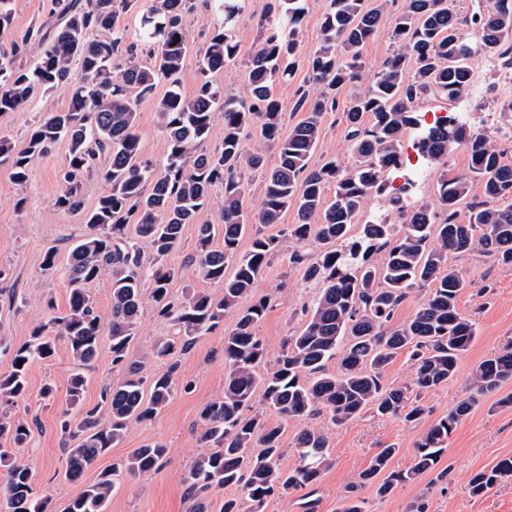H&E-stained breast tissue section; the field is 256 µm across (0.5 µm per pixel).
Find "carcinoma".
<instances>
[{
	"label": "carcinoma",
	"mask_w": 512,
	"mask_h": 512,
	"mask_svg": "<svg viewBox=\"0 0 512 512\" xmlns=\"http://www.w3.org/2000/svg\"><path fill=\"white\" fill-rule=\"evenodd\" d=\"M57 2L62 23L48 32L30 29L11 43L10 52L0 53V115L24 111L38 89L71 87L68 108L49 112L32 126L24 148L0 136V165L22 185L31 161L67 139L69 159L55 205L79 216L82 226L79 235L66 237L72 242L65 259L68 309L35 327L21 344L0 335V355L10 356L11 363L9 371L0 373V512H56L50 495L36 493L34 469L13 458V450L29 441L37 426L15 414L26 392L29 366L50 358L61 339L75 363L62 424L65 478L78 483L131 424L152 419L166 405L178 371L177 354L223 322L224 314L235 312V328L224 337V397L206 405L198 419L199 438L208 451L195 459L186 477L187 494L197 500L195 512H208V504L199 501L201 492L229 486L237 487L240 497L224 499L219 512H262L268 498L310 486L330 467L325 430L314 428L295 436L298 464L280 466L281 427H268L244 413L259 390L265 405L283 419L325 412L338 425L369 409L406 424L422 419L423 405L407 402L404 390L383 385L382 370L408 349L417 393L455 377L459 358L475 337V323L458 307L466 283L448 257L477 245L494 263L512 267V206L498 205L512 196V164L486 134L437 125L422 136L429 162L441 164L455 145L470 159L468 171L440 174L436 198L441 212L426 203L405 214L399 230L384 219L366 222L358 236L351 235V227L368 196L383 190L382 174L398 166L404 133L419 126V100H456L468 85L475 57L494 55L512 41V0H495L493 9L468 18L460 16L454 0H406L391 30L392 55L367 72L361 49L376 33L382 10L365 9L363 0H329L320 43L306 61L308 81L321 91L295 103L304 118L286 137L273 86L293 75L305 0H276L277 20L264 27L247 65L245 100L224 93L209 79L237 55L238 0H216L223 21L201 49L200 84L191 96L180 87L188 52L183 17L194 7L191 0H153L141 20V44L152 56L147 66L139 61L138 43L119 52L124 40L120 18L130 0ZM93 31L109 36L91 40ZM34 39L42 46L36 66H16ZM161 80L168 90L158 99L156 114L167 154L157 169L139 160L135 127L138 103L154 96ZM363 80L364 89L351 94L345 109L353 164L342 169L330 159L318 169L309 168L324 113L336 107L334 92ZM366 114L372 118L368 126ZM218 117L224 122V141L208 152L204 144ZM253 128L276 150L278 163L266 171L262 199L249 210L243 205L246 173L265 166L262 153L250 154L242 147L245 132ZM100 154L107 157L101 177L110 189L87 210L81 178L95 168ZM329 184L334 186L330 203L324 198ZM476 184L481 200L471 202ZM217 185L224 188V223L200 224ZM290 206L296 209L297 223L289 225L288 236L299 244L312 236L325 244L311 259L294 254L293 263L304 267L306 280L323 288L307 310L304 329L283 341L276 367L260 374L265 345L256 327L269 303L261 297L241 307L239 301L252 293L277 241L257 237L242 255L238 246L249 225L277 224ZM463 206L469 210L466 222L458 220ZM186 224L197 225L192 262L202 279L224 284L219 296L187 288L180 298L170 297L176 272L165 268L163 260L181 245ZM130 225L133 238L126 234ZM383 250V262L375 263L374 255ZM230 261L235 271L227 279L224 268ZM107 273L112 276V313L105 325L95 314L89 287ZM146 284L157 313L174 327V335L155 344L154 356L170 364L151 379L147 393L141 366L127 362ZM416 286L429 288L427 299L403 326L386 329ZM105 345L121 378L108 383L101 404L87 410L86 369ZM335 358L339 372L332 374L326 364ZM511 379L512 344L482 361L472 384L483 395ZM472 405L473 400H465L432 423L406 470L389 469L396 449H381L359 473V486L377 480V491L387 494L395 485L432 471L448 436ZM165 453L160 444L135 449L72 496L63 512H106L116 483L155 470ZM505 476H512V457L477 472L470 492L481 495Z\"/></svg>",
	"instance_id": "cac0c4a2"
}]
</instances>
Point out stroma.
Masks as SVG:
<instances>
[{
  "mask_svg": "<svg viewBox=\"0 0 512 512\" xmlns=\"http://www.w3.org/2000/svg\"><path fill=\"white\" fill-rule=\"evenodd\" d=\"M195 3L184 20L189 51L181 80L182 91L188 96L195 93L200 81L197 52L222 21L207 0ZM328 4L329 0H306L294 75L274 86L282 107L283 129H291L301 118L294 104L302 91L310 87L305 60L320 41L321 20ZM240 6L235 29L238 54L212 79L225 92L242 97L246 94L247 63L260 41L271 0H240ZM364 6L383 10L376 34L361 50L366 67L371 68L393 52L392 24L403 12L405 0H364ZM8 7L13 20L6 32H0V50L9 48L12 40L27 29L46 24L53 11L52 0H9ZM472 67L481 83V94L466 92L452 102L428 97L419 102L418 114L430 122L439 112L469 111L468 130L488 134L504 161L512 164V118H507L502 110L503 104L512 100V86L503 77L504 68L498 57L478 56ZM352 92L349 86L337 91L335 110L326 112L322 120V133L311 166H320L331 158L340 166H351L353 157L343 113ZM70 93V87L62 85L36 94L26 110L0 116V135L9 137L17 148H24L29 128L45 112L65 110ZM137 112L135 133L140 142V157L154 166H162L166 146L157 124L154 98L140 102ZM68 154V142L59 141L49 154L32 161L28 179L21 186L15 184L6 169L0 168V269L7 273L5 287L17 289L23 298L22 303L13 305L7 297L0 296V333L11 336L17 344L26 341L33 328L47 321L52 313L64 312L68 307L69 285L64 270L52 274L42 270L45 251L57 245L64 235L81 230L78 216L54 205L63 186ZM296 221L295 210H287L279 223L254 225L251 237L243 238L239 245L240 251H247L255 235L275 237L278 243L273 260L252 292L253 297L264 296L271 301L257 330L266 347L261 364L265 371L275 365L283 340L304 327V309L319 291L318 285L303 279L302 267L291 260L298 245L289 238L287 230ZM196 236L195 225H185L179 249L165 260L166 266L177 272L169 285L173 296H182L189 286L214 295L222 291L221 284L201 279L190 260ZM449 261L467 282L458 307L475 322L477 332L459 361L456 378L421 394L419 402L426 414L420 423L406 424L367 413L334 427L329 425L327 415L320 413L282 424L261 396H254V413L264 424L281 427L282 467L297 464L294 436L303 428L326 429L327 453L332 460L315 485L285 497H271L264 512H337L350 486H356L359 473L376 453L395 446L397 454L391 462L392 469L408 468L425 430L468 398L473 399L474 405L449 436L448 450L436 470L416 481L398 484L383 497L371 486L357 487V495L365 512H412L413 505L419 503L424 504L426 512H512V476L501 479L483 495L474 496L469 491V481L476 472L491 468L501 458L512 457V380L485 395L476 394L472 387L476 366L512 343V267L494 264L476 249L450 256ZM235 324V314L226 313L223 322L199 336L187 353L178 355L177 385L166 407L153 419L132 424L124 438L85 471L81 484L89 485L96 482L100 471L111 468L113 461L125 458L136 448L151 443L166 448L158 469L125 480L114 491L107 512H193L195 502L185 493V477L204 450L199 439L198 416L206 404L224 394V338ZM171 332L170 322L157 315L153 302H146L136 338L128 351L129 360L145 363L149 373H163L166 365L154 358L153 347L158 338ZM73 367L67 343L58 342L51 358L30 365L26 394L16 408L18 418L38 423L30 442L18 449L17 455L33 465L36 492L52 495L60 510L79 486L64 478L60 429V417L67 407L66 382ZM50 381L58 391L48 398L43 386Z\"/></svg>",
  "mask_w": 512,
  "mask_h": 512,
  "instance_id": "stroma-1",
  "label": "stroma"
}]
</instances>
